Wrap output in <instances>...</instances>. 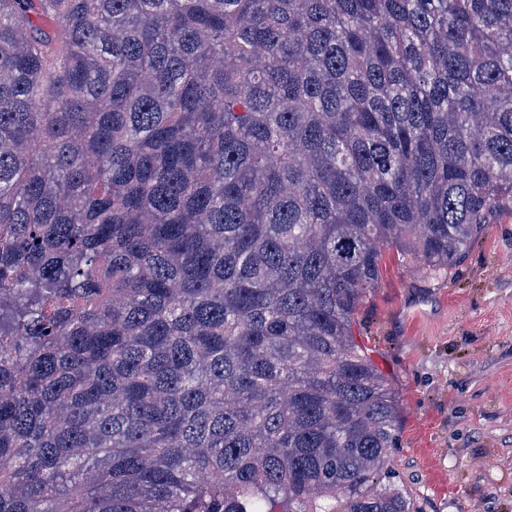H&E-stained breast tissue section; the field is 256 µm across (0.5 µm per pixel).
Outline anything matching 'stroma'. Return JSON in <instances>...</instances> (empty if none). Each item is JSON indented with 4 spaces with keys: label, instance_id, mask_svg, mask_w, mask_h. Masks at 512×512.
Instances as JSON below:
<instances>
[{
    "label": "stroma",
    "instance_id": "35a3bbf8",
    "mask_svg": "<svg viewBox=\"0 0 512 512\" xmlns=\"http://www.w3.org/2000/svg\"><path fill=\"white\" fill-rule=\"evenodd\" d=\"M353 334L398 401L377 484L402 489L410 512H512V216L433 279L383 249Z\"/></svg>",
    "mask_w": 512,
    "mask_h": 512
}]
</instances>
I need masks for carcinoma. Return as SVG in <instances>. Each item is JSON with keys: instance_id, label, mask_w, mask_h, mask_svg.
Segmentation results:
<instances>
[{"instance_id": "1", "label": "carcinoma", "mask_w": 512, "mask_h": 512, "mask_svg": "<svg viewBox=\"0 0 512 512\" xmlns=\"http://www.w3.org/2000/svg\"><path fill=\"white\" fill-rule=\"evenodd\" d=\"M512 214V0H0V512H408L353 336Z\"/></svg>"}]
</instances>
